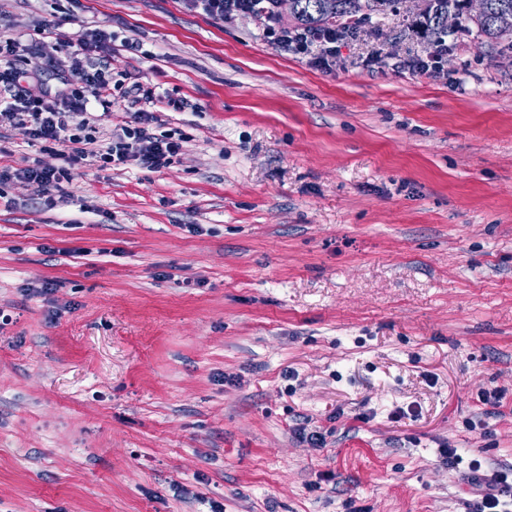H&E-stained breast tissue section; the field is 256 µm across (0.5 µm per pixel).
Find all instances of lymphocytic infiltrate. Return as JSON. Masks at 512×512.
Returning <instances> with one entry per match:
<instances>
[{"label": "lymphocytic infiltrate", "mask_w": 512, "mask_h": 512, "mask_svg": "<svg viewBox=\"0 0 512 512\" xmlns=\"http://www.w3.org/2000/svg\"><path fill=\"white\" fill-rule=\"evenodd\" d=\"M264 34L277 44L309 55L312 64L329 69L340 55L345 40L343 33L328 29L313 34L287 28L263 19ZM40 39L25 40L23 33L0 30V123L24 127L31 142L41 151L57 154L62 164L44 167L39 162L15 168L0 166V183L23 179L42 191L60 189L66 168L75 163H89L104 169L112 164H133L157 171L169 166L182 150L181 139L151 133L167 102L155 89L134 85L122 96L130 107L127 120L116 126L105 146H98L93 112L109 109L114 101L112 73L108 55L113 35L95 28L85 30L77 38L73 69L75 86L51 97L27 96L20 86L21 74L14 66L16 57L30 52L53 61L61 36L54 25L39 28ZM467 481L476 493L473 512H512L502 498L504 488L512 486V469L486 474L480 461L468 465Z\"/></svg>", "instance_id": "lymphocytic-infiltrate-1"}]
</instances>
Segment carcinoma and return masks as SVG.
<instances>
[{"label":"carcinoma","mask_w":512,"mask_h":512,"mask_svg":"<svg viewBox=\"0 0 512 512\" xmlns=\"http://www.w3.org/2000/svg\"><path fill=\"white\" fill-rule=\"evenodd\" d=\"M466 0H427L422 12L426 17L428 33L434 42L450 33L448 14L459 15ZM487 14L477 21L478 32L488 40L499 38L495 19L502 11H512V0H487ZM397 0H296L293 13L295 23L312 30L349 23L352 30L368 23L374 13H384L395 8Z\"/></svg>","instance_id":"cac0c4a2"}]
</instances>
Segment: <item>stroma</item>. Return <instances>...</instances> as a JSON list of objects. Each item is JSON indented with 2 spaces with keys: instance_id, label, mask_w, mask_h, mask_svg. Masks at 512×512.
Listing matches in <instances>:
<instances>
[{
  "instance_id": "1",
  "label": "stroma",
  "mask_w": 512,
  "mask_h": 512,
  "mask_svg": "<svg viewBox=\"0 0 512 512\" xmlns=\"http://www.w3.org/2000/svg\"><path fill=\"white\" fill-rule=\"evenodd\" d=\"M414 17L324 70L183 0H0L65 41L17 58L28 95L98 25L114 80L186 103L165 169L0 185V512H468L467 462L512 468V51L465 13L411 75Z\"/></svg>"
}]
</instances>
